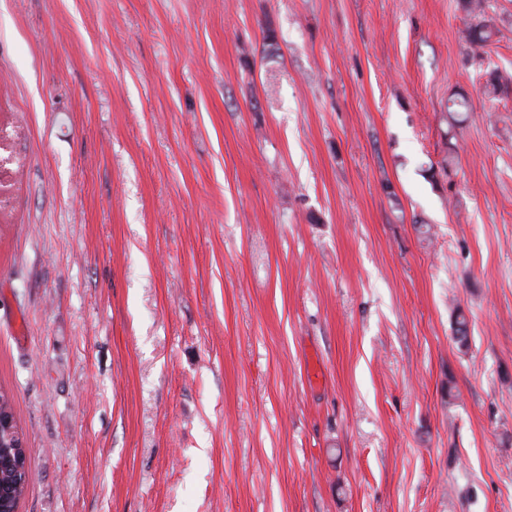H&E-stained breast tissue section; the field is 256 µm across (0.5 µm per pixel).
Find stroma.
I'll use <instances>...</instances> for the list:
<instances>
[{
    "mask_svg": "<svg viewBox=\"0 0 512 512\" xmlns=\"http://www.w3.org/2000/svg\"><path fill=\"white\" fill-rule=\"evenodd\" d=\"M488 2L0 0L19 512H512Z\"/></svg>",
    "mask_w": 512,
    "mask_h": 512,
    "instance_id": "stroma-1",
    "label": "stroma"
}]
</instances>
